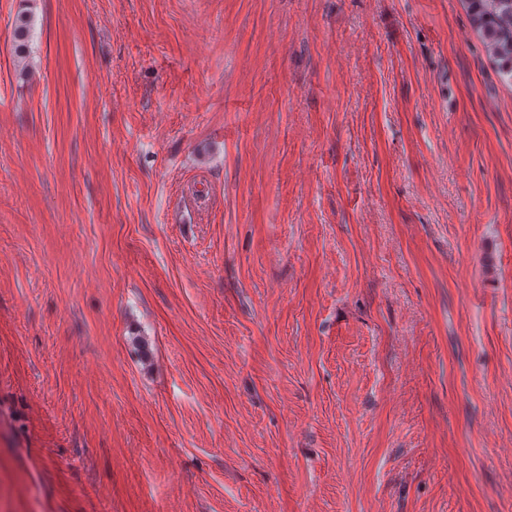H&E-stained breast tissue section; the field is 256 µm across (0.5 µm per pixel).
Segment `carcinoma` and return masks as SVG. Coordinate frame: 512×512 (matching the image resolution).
<instances>
[{
  "mask_svg": "<svg viewBox=\"0 0 512 512\" xmlns=\"http://www.w3.org/2000/svg\"><path fill=\"white\" fill-rule=\"evenodd\" d=\"M472 24L483 36L503 76L512 81V0H465ZM32 19L19 16L13 32L14 49L22 57L28 50Z\"/></svg>",
  "mask_w": 512,
  "mask_h": 512,
  "instance_id": "carcinoma-1",
  "label": "carcinoma"
}]
</instances>
